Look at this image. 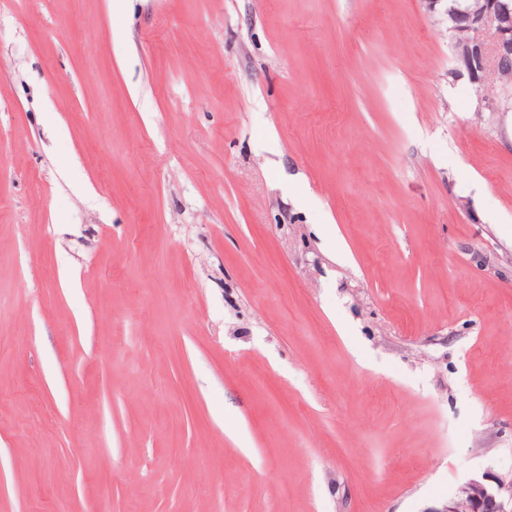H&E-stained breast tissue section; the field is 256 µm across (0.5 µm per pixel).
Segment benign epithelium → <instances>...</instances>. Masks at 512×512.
<instances>
[{"instance_id": "1", "label": "benign epithelium", "mask_w": 512, "mask_h": 512, "mask_svg": "<svg viewBox=\"0 0 512 512\" xmlns=\"http://www.w3.org/2000/svg\"><path fill=\"white\" fill-rule=\"evenodd\" d=\"M450 13L469 34V52L458 61L474 82H484L490 71L499 76L512 67V0H484L479 11L453 8ZM432 512H512V480H499L494 486L470 480Z\"/></svg>"}]
</instances>
